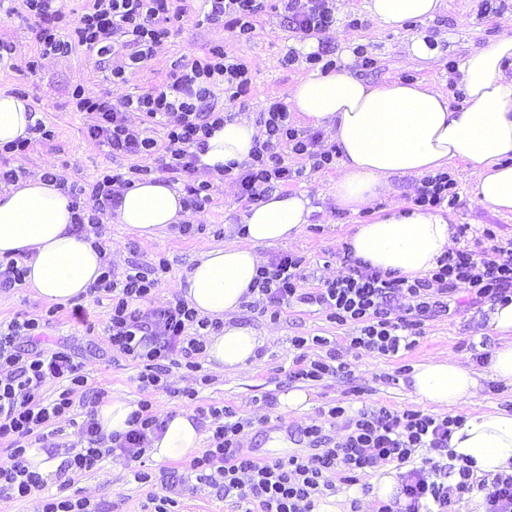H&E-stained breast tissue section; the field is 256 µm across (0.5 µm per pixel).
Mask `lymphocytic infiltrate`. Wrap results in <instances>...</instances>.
<instances>
[{"mask_svg":"<svg viewBox=\"0 0 512 512\" xmlns=\"http://www.w3.org/2000/svg\"><path fill=\"white\" fill-rule=\"evenodd\" d=\"M203 2L208 7L206 20L223 23L237 41L252 37L262 11L260 0ZM279 2L289 30L303 36L321 35L336 21L332 0ZM24 4L38 20L36 38L43 54L64 55L78 44L105 59L119 47L127 50L134 65L151 59L164 39L160 20H180L193 10L192 0H88L78 25L71 27L64 23L55 0H24ZM249 90L245 63L224 51L205 53L185 66L173 82L119 106L90 89L75 87L72 104L75 111L86 114L92 140L115 155L158 158L154 167L133 165L128 175L105 173L92 184L71 186L76 229L92 228L94 248L104 251L102 228L111 220L120 193L156 173L167 181L182 182L185 208L201 211L210 201L213 183L197 179V153L223 124V106L233 105ZM259 123L262 131L250 158L233 176L241 199L257 201L292 180L293 171L276 155L277 147H286L308 161L314 171L335 164V149L322 148L318 136L301 135L284 103L271 101ZM155 125L165 128V142L152 136ZM303 280L300 261L294 256L280 255L261 265L253 284L260 296L259 309L278 310L295 301L323 306L336 324L356 326L350 348L393 357L414 346L423 321L447 311L451 296L465 294L472 305L512 300V240L480 253L464 248L449 252L435 269L413 280L360 266L350 267L347 276L313 292L303 291ZM156 284V279L134 264L120 275L113 267H105L94 286L95 291L110 296L108 331L113 351L137 361L142 367L139 382L153 387L162 386L168 365L199 371L205 350L201 332L211 326L208 318L199 317L178 297L160 307H143ZM58 312L52 306L38 317L0 327V440H9L11 457L10 465L0 466V493L18 498L44 486L41 475L26 466L32 435L71 414L77 394L88 386L68 347L41 345L45 327ZM24 341L29 342V349H21ZM58 380L64 381V388L53 401L44 402L41 388ZM328 414L346 418L349 433L342 441H332L320 426L312 425L303 434L317 443L316 452L262 464L239 445L243 419L227 408L210 409L209 446L191 461L190 468L241 512H314L318 500L333 490V476L386 463L406 466L401 492L407 503L397 511L381 502L375 512H420L427 499L437 504L438 512H453L454 505L472 492L475 480L467 465L443 464L439 459L426 470L409 465L422 448L434 450L439 458L446 455L451 428L460 424V417H434L384 406L361 409L350 417L345 407L336 405ZM130 424L127 432L106 436L94 417H86L79 426L83 444L80 449H68L62 470L84 472L116 455L129 463L140 461L150 435L161 430L162 423L151 402L143 400Z\"/></svg>","mask_w":512,"mask_h":512,"instance_id":"1","label":"lymphocytic infiltrate"}]
</instances>
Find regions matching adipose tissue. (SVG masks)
I'll use <instances>...</instances> for the list:
<instances>
[{
    "label": "adipose tissue",
    "instance_id": "ef3b65f1",
    "mask_svg": "<svg viewBox=\"0 0 512 512\" xmlns=\"http://www.w3.org/2000/svg\"><path fill=\"white\" fill-rule=\"evenodd\" d=\"M379 26L394 32L411 22L433 19L442 0H363ZM464 103L451 108L430 81L389 80L374 84L346 67L314 70L290 90L288 110L331 134L340 169L332 183L337 207L357 214L372 208L391 188L392 178L423 177L462 163L471 173L472 203L512 214V35L470 53L460 66ZM29 98L0 92V146L31 135L35 123ZM259 131L245 119L225 122L208 139L198 166L246 161ZM313 211L305 193L276 190L242 216L243 230L232 240L203 251L176 283L199 316L221 321L205 339L208 367L220 374L251 370L264 342L252 326L236 322L261 264L259 247L290 243ZM114 220L145 240L187 219L182 194L169 182L147 178L123 191ZM453 219L446 207L431 211L400 202L355 225L345 244L353 258L383 273L417 278L432 270L454 246ZM18 260L24 286L33 297L59 305L88 298L106 264L91 239L73 229L70 196L58 182L42 177L17 179L0 188V257ZM483 332L496 337L485 372L450 358H430L414 366L407 389L416 401L438 409L465 410L448 448L469 459L477 478L512 473V413L467 406L482 376L512 386V302L486 309ZM163 433L151 437L148 453L158 463L189 460L203 447L193 413L163 417Z\"/></svg>",
    "mask_w": 512,
    "mask_h": 512
}]
</instances>
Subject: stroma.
Segmentation results:
<instances>
[{
  "label": "stroma",
  "mask_w": 512,
  "mask_h": 512,
  "mask_svg": "<svg viewBox=\"0 0 512 512\" xmlns=\"http://www.w3.org/2000/svg\"><path fill=\"white\" fill-rule=\"evenodd\" d=\"M336 24L322 35L335 49L337 65L347 67L356 76L377 83L387 80L427 79L447 94L451 107H459L462 98L457 85L461 81L456 67L472 51L486 46L504 35H512V0H445L442 11L427 23H415L394 33L380 28L366 13L362 0H344L336 7ZM358 26H351V19ZM35 21L23 9L7 13L0 10V38L14 45L11 58L0 65V90L22 91L33 103L36 114L54 132L53 140L34 136L28 151L0 156V167L16 169L19 176H39L50 172L61 184L71 186L93 182L100 171H126L129 159L115 158L107 147L91 140L86 132V118L72 111L69 96L75 86L83 85L119 103L151 91L169 82L181 65L203 55L209 48L222 46L242 59L251 77V91L230 109L232 117L256 120L269 100L287 101L291 87L309 72L305 61L283 65L288 49L301 48L299 34L288 32L287 23L276 0H265L261 23L254 38L237 43L223 25L212 24L201 17H190L168 25V35L157 48L155 56L140 68L129 72L126 80L113 79V67L125 64L126 50H117L111 58L100 59L85 48L76 46L65 55H41L34 35ZM423 33L439 52L434 60L413 63L406 47L411 35ZM365 46L374 58L373 67H361L352 50ZM289 165L301 172L289 181L291 191L304 192L311 198L314 210L300 238L293 243L261 248L264 260L288 253L301 260L305 285L316 289L335 280L338 257L345 250V238L353 225L370 219L373 210L389 207L393 200L412 201L418 178L405 177L397 182V197L378 200L374 209L358 215L337 208L330 195L335 170L311 171L303 162L289 158ZM448 173L456 182L457 200L448 212L456 217L457 247L475 251L487 250L492 240L485 229H494L497 238H512V217L495 213L491 208L470 202L467 194L469 172L464 164L450 166ZM248 205L241 200L232 180L215 182L212 200L206 209L191 214V224L198 231L182 234L171 227L152 240L129 233L123 225L104 228L106 255L116 272H123L134 263L155 270L158 285L150 303L162 306L176 295L175 282L188 271L197 256L210 246L227 241L234 224L240 223ZM166 269H159V262ZM88 311L93 329H86L59 315L46 330L49 339L65 342L78 354L82 371L91 389L105 396L124 395L133 401H153L157 414L191 410L192 406L231 407L247 419L248 427L240 434L245 451L261 461H274L289 455L311 454V443L300 430L311 424L321 425L325 435L341 440L348 433L343 423L327 417L328 407L345 401L353 408L384 406L392 410L424 409L433 414V407H421L397 378L401 366L413 365L429 358L453 357L475 370H483L497 346L494 337L483 335V306L467 302L451 304L448 312L426 320L415 346L393 358L380 357L363 350L351 351L346 338L352 335L349 325L331 322L324 309L317 305L296 303L282 308L277 318L255 310L244 303L236 315L238 322L253 326L265 334L257 364L251 371L227 376L201 367L193 374L170 367L163 387L139 386L138 366L113 354L108 336L109 304L107 298L89 301ZM326 336L335 340L343 372L308 383L313 395L311 410L301 416L275 413L265 402L266 395H276L298 386L294 374L299 368L300 354L291 344L295 336ZM207 376L205 385H198V376ZM197 387L195 403L182 396L184 389ZM154 474L172 476L178 487L168 490L164 482L147 486L135 478L136 464L109 458L92 471L68 478L58 477L45 484L41 492L26 498L0 495V512H41L45 497L86 498L92 512H145L151 494L171 495L179 501L180 512H233L231 502L218 497L215 487L197 480L188 461L165 464L146 460Z\"/></svg>",
  "instance_id": "1"
}]
</instances>
